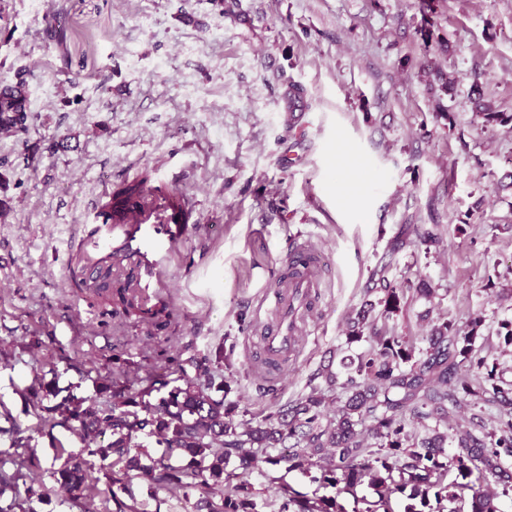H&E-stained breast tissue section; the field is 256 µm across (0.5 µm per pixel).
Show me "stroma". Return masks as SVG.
<instances>
[{"label": "stroma", "mask_w": 512, "mask_h": 512, "mask_svg": "<svg viewBox=\"0 0 512 512\" xmlns=\"http://www.w3.org/2000/svg\"><path fill=\"white\" fill-rule=\"evenodd\" d=\"M68 68L70 80L53 74ZM453 81L441 93L438 73ZM0 76L29 97L25 131L0 133V470L41 469L0 512H82L56 478L88 455L56 405L106 400L120 372L147 377L232 349L230 397L273 411L325 389L346 321L387 266L425 281L396 320L425 310L484 325L477 348L512 382V0H0ZM509 114L486 123L485 108ZM153 166L198 224L170 272L165 337L100 318L67 267L93 200ZM439 225L423 251L393 244ZM328 265L321 312L281 379L250 360V326L300 242ZM54 397L34 406L31 393Z\"/></svg>", "instance_id": "35a3bbf8"}]
</instances>
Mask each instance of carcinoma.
I'll use <instances>...</instances> for the list:
<instances>
[{"instance_id": "carcinoma-1", "label": "carcinoma", "mask_w": 512, "mask_h": 512, "mask_svg": "<svg viewBox=\"0 0 512 512\" xmlns=\"http://www.w3.org/2000/svg\"><path fill=\"white\" fill-rule=\"evenodd\" d=\"M25 119L17 103L0 99V131L18 132ZM151 182L152 169L145 167L113 190L112 199L141 198ZM410 291L428 300L435 293L424 282L397 287L384 278L382 296L365 301L347 322V347L367 346L326 373L329 390L342 389L344 399L312 393L268 414L242 410L228 399L230 382L216 387L210 378L212 360L230 361L223 349L192 360L195 375L181 374V385L171 387L156 373L148 389L138 378H124L106 404L65 398L62 412L76 423L88 453L112 469L104 494L113 512H138L121 498L132 495L136 480L185 495L201 484L207 512H260L261 495L271 512H504L502 499H512V472L503 466L512 459V388L497 384V363L475 348L483 318H470L463 330L442 315L422 347L394 325L376 330L378 320L387 323L401 312ZM90 306L151 331L171 318L165 301L146 307L122 281ZM164 388L158 403L146 400ZM482 404L497 408L492 430L477 414L447 429L451 416ZM149 438L162 453L144 465L139 448ZM233 458L237 471L228 469ZM255 469L267 480L260 491L248 479ZM280 470L285 474L274 475ZM291 472L309 477L312 493L288 483ZM57 484L76 497L96 489L80 462L60 471Z\"/></svg>"}]
</instances>
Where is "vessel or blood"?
Listing matches in <instances>:
<instances>
[{"label":"vessel or blood","mask_w":512,"mask_h":512,"mask_svg":"<svg viewBox=\"0 0 512 512\" xmlns=\"http://www.w3.org/2000/svg\"><path fill=\"white\" fill-rule=\"evenodd\" d=\"M166 196L165 186L150 188L146 200L130 201L116 214L102 209L100 203L91 204L89 221L95 231L82 233L78 243L85 283L93 285L100 278L98 254L116 249L135 269V288L142 299L148 302L160 293L172 256L195 228L193 208L167 210L162 203ZM323 286L316 249L308 244L296 246L285 272L267 291L268 315L255 331L254 346L268 378H278L281 364L297 353L300 338L320 307Z\"/></svg>","instance_id":"1"}]
</instances>
